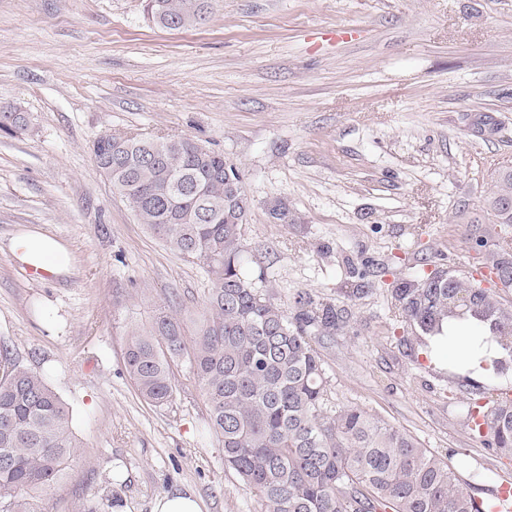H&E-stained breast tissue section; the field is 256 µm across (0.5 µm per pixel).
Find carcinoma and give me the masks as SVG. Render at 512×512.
Instances as JSON below:
<instances>
[{
  "label": "carcinoma",
  "instance_id": "obj_1",
  "mask_svg": "<svg viewBox=\"0 0 512 512\" xmlns=\"http://www.w3.org/2000/svg\"><path fill=\"white\" fill-rule=\"evenodd\" d=\"M209 0H149L151 16L188 30ZM27 129L23 113L0 111V130ZM99 168L138 223L212 280L208 305L188 336L167 306L126 338L124 368L140 396L157 406L173 397V367L186 362L204 391L210 428L224 443V465L255 493L265 512H488L455 486L448 464L412 436L358 407L330 403L317 346L335 339L346 310L309 292L285 308L250 270L245 194L224 156L187 138L104 134L93 144ZM497 282L422 274L391 289V304L432 347L470 324L502 356L492 376L512 379V311ZM476 307L459 311L461 296ZM471 386V415L483 444L512 455V398L490 399ZM77 448L69 410L45 379L0 351V512H44L36 493L53 487Z\"/></svg>",
  "mask_w": 512,
  "mask_h": 512
}]
</instances>
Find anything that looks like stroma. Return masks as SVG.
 I'll return each mask as SVG.
<instances>
[{"label": "stroma", "mask_w": 512, "mask_h": 512, "mask_svg": "<svg viewBox=\"0 0 512 512\" xmlns=\"http://www.w3.org/2000/svg\"><path fill=\"white\" fill-rule=\"evenodd\" d=\"M0 342L67 405L79 446L46 512H153L175 488L203 512H264L224 465L203 390L175 368L171 404L138 395L125 339L156 306L191 321L211 281L139 224L98 171L103 134L188 137L239 172L253 271L284 306L307 291L351 315L320 352L329 397L403 428L482 497L512 456L466 427L460 379L390 304L396 281L464 277L512 225L488 201L512 168V0H212L187 31L146 0H0ZM286 203L291 223L268 211ZM32 230L69 274L22 264Z\"/></svg>", "instance_id": "1"}]
</instances>
